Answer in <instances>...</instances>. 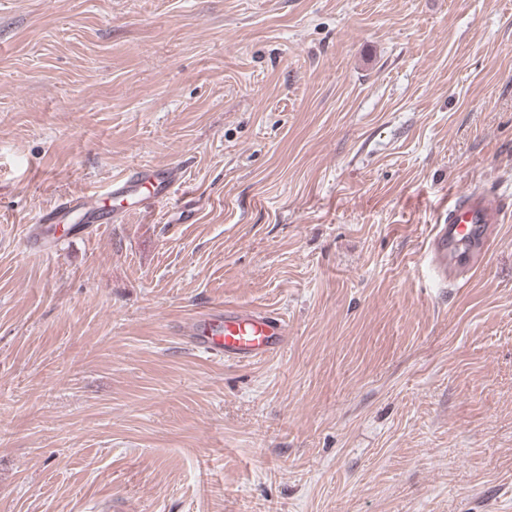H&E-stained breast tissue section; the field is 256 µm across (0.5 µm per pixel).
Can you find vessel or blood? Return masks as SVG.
I'll use <instances>...</instances> for the list:
<instances>
[{
  "mask_svg": "<svg viewBox=\"0 0 512 512\" xmlns=\"http://www.w3.org/2000/svg\"><path fill=\"white\" fill-rule=\"evenodd\" d=\"M185 185L176 165L133 167L101 191L74 194L40 213L39 223L72 234L76 225L119 224L153 203L170 200ZM512 210V199L491 191H468L455 198L440 224L431 230L429 256L433 271L445 281L480 267L490 244ZM186 327L203 353L251 362L277 352L288 336L279 314L235 307L195 316Z\"/></svg>",
  "mask_w": 512,
  "mask_h": 512,
  "instance_id": "obj_1",
  "label": "vessel or blood"
}]
</instances>
